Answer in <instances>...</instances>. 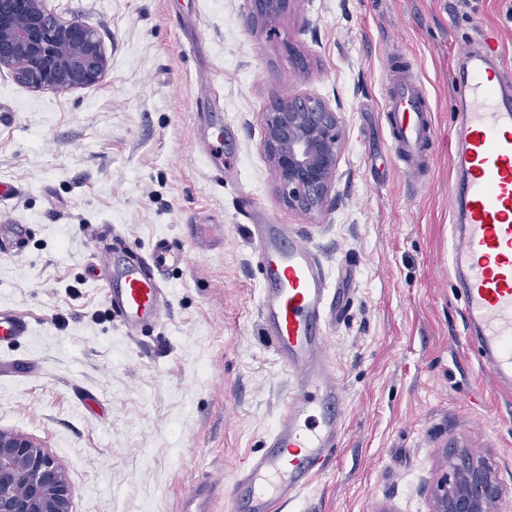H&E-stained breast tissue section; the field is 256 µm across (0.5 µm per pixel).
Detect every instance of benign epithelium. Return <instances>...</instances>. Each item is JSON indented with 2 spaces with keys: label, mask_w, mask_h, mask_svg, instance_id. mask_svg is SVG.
Returning <instances> with one entry per match:
<instances>
[{
  "label": "benign epithelium",
  "mask_w": 512,
  "mask_h": 512,
  "mask_svg": "<svg viewBox=\"0 0 512 512\" xmlns=\"http://www.w3.org/2000/svg\"><path fill=\"white\" fill-rule=\"evenodd\" d=\"M48 0H0V72L35 92L100 84L109 60L97 31L48 8ZM290 0H254L252 20L279 19ZM263 148L283 203L315 215L328 205L340 151L338 113L317 97L278 103L261 113ZM459 464L440 483L431 512H498L503 488L489 458L458 449ZM71 485L46 446L0 429V512H71Z\"/></svg>",
  "instance_id": "1"
}]
</instances>
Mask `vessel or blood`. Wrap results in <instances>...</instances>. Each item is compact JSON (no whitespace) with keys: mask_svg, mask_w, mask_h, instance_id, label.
<instances>
[{"mask_svg":"<svg viewBox=\"0 0 512 512\" xmlns=\"http://www.w3.org/2000/svg\"><path fill=\"white\" fill-rule=\"evenodd\" d=\"M458 117L452 129L449 268L457 281L464 339L495 391L512 395V72L496 40L459 52L452 74ZM382 112L391 156L417 175L432 167L433 104L414 65L390 76ZM266 286L263 331L293 390L267 436L266 449L239 469L234 512H284L323 472L344 433L342 387L326 352L331 290L308 241L264 215L252 234ZM185 251L159 241L148 257L124 263L104 256L113 321L127 333L155 324L164 303L159 269L186 263ZM28 320L0 311V342L29 335ZM213 485L197 483L178 512H211Z\"/></svg>","mask_w":512,"mask_h":512,"instance_id":"b4317fda","label":"vessel or blood"}]
</instances>
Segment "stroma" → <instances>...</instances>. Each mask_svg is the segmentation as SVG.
I'll list each match as a JSON object with an SVG mask.
<instances>
[{
    "instance_id": "35a3bbf8",
    "label": "stroma",
    "mask_w": 512,
    "mask_h": 512,
    "mask_svg": "<svg viewBox=\"0 0 512 512\" xmlns=\"http://www.w3.org/2000/svg\"><path fill=\"white\" fill-rule=\"evenodd\" d=\"M95 27L96 86L38 93L0 74V220L28 227L0 252V307L31 333L0 347V428L41 440L73 512H177L199 480L230 512L239 465L259 454L294 377L260 330L253 202L302 235L344 297L328 347L345 433L286 512H429L456 448L494 459L512 512V399L464 345L449 272L448 138L457 53L491 35L512 66L500 0H291L267 31L252 0H50ZM413 61L434 106L429 178L393 162L382 114L391 63ZM212 87V121L196 119ZM313 96L341 118L331 203L288 209L262 145V112ZM224 136V173L201 149ZM163 268L157 325L131 336L91 279L100 249Z\"/></svg>"
}]
</instances>
